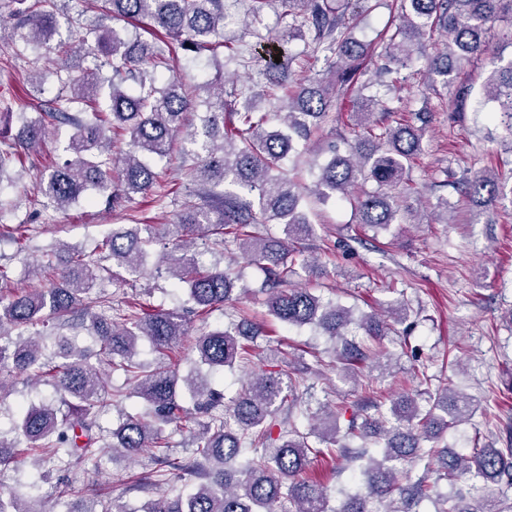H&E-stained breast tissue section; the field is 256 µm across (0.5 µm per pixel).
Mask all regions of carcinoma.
<instances>
[{
    "mask_svg": "<svg viewBox=\"0 0 512 512\" xmlns=\"http://www.w3.org/2000/svg\"><path fill=\"white\" fill-rule=\"evenodd\" d=\"M284 12L300 24L270 38L284 48L291 39L313 34V51L325 53L327 77H304L285 94L284 106L276 107L282 130L269 131L270 113L256 112L247 103L237 109L227 100L223 72L210 80L187 85L172 74L159 83L158 73L170 70L171 54L182 50L198 54L224 46V0H101L95 50L104 57L93 70L68 77L61 92L47 101L41 117L19 113L18 134L0 136V216L17 207L18 198L4 194V186L19 187L13 173L23 156L44 146L49 127L70 125L64 152L69 158L46 174L41 193L59 208L79 202L88 190L114 202L153 192L157 174L151 160L168 154L176 139L189 145L183 154L194 156L190 181L197 194L207 199L200 205L194 194L184 196L175 226L181 235L174 249L161 255L168 273L184 289L185 309H153L128 302V311L106 319L95 312L91 290L103 277L124 281L144 273L147 252L158 242L154 224L133 229H112L100 244V256L89 260L78 250L62 262L49 259L39 266L43 288L20 289L0 296V400L10 389L7 378L24 374L34 383L52 386L59 405L32 404L12 422L14 437L0 435V466L31 465L47 477L52 468L80 467L112 455L133 458L144 449L163 465L160 474L147 472L135 478L137 486L151 487L158 498L140 512H409L396 496L411 504L423 499L435 502V512H498L499 501L491 494L479 497L455 492L465 476L479 477L498 487L512 486V447L490 445L459 454L448 448L424 446L441 433L469 420L473 400L438 387L431 408L420 409L417 395L406 392L391 401L389 416L368 415L361 425L350 419L349 431L338 438L337 420L347 407L323 416L310 411L319 422L314 435L322 447L309 443L307 434L293 422L279 419L282 410L302 406L293 385L270 372L253 373L248 386L224 415V394L211 389L200 374L179 376L178 369L162 362H136L139 341L149 340L160 356H169L177 345L190 342L188 353L197 356L209 372L233 366L246 353L245 341L258 327L241 318L227 327L188 335L184 312L198 317L224 308L249 292L244 268L204 265L183 253L197 238L214 236L221 244L239 242L250 264L265 274L268 289L265 306L269 315L295 328L321 330L333 342L342 370L355 379L368 358L364 349L349 343L350 327L364 331L375 342L388 334L389 324L376 313L354 315L353 310L324 300L310 288L292 286V278L313 265L295 243L312 237L314 225L301 211L309 194L318 200H349L356 223L365 229H385L391 224L417 220L418 189L410 186V173L421 151L424 128L412 122L392 126L373 120L379 101L360 95V111L354 113L352 138L344 139L346 154L336 146L319 167L315 188L287 175L281 162L294 142L308 145L327 123L339 116L331 112V94L354 82L362 73L363 54L355 49L345 15L357 17L372 9L370 0H279ZM15 6L10 16L20 48L15 56L49 54L59 30L58 0H0ZM399 23L387 29L380 57L384 70L405 69L423 56L421 40L437 26L445 33L444 50L427 57L429 69L447 76L454 64L491 49L498 25L512 23V0H399ZM145 22L158 38L144 40L118 32L106 21ZM110 67L112 75L103 72ZM205 108L200 126L184 132L187 115ZM478 109L512 137V56H495ZM128 137V150L112 154L117 134ZM373 184L367 190L365 185ZM476 206L485 207L512 197V185L491 171L452 184ZM284 225L285 237L268 233L269 225ZM52 325L49 332L32 331ZM82 328L95 348L76 345L66 329ZM17 336H12V332ZM121 370L132 382V394L146 409L130 414L120 410L122 423L104 433L99 417L112 406L103 368ZM207 422L200 423L197 416ZM288 425V431L274 429ZM172 427L187 432L196 444L195 457L182 461L170 454L164 431ZM381 433L383 447L357 458L366 459L360 471L361 486L331 504L326 488L309 480L307 469L318 456L350 458L349 441ZM253 456L239 458L245 447ZM427 461L426 472L413 475L416 462ZM436 475L427 484L429 474ZM198 479L186 493L173 496L166 487L185 479ZM445 480L450 493L438 490ZM453 508H446L448 500ZM0 512H32L21 495L0 492Z\"/></svg>",
    "mask_w": 512,
    "mask_h": 512,
    "instance_id": "cac0c4a2",
    "label": "carcinoma"
}]
</instances>
